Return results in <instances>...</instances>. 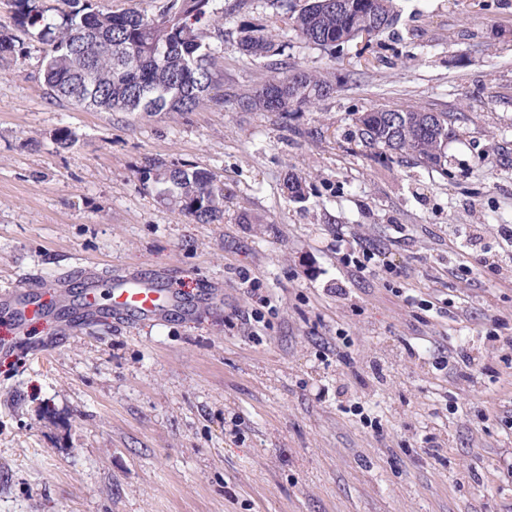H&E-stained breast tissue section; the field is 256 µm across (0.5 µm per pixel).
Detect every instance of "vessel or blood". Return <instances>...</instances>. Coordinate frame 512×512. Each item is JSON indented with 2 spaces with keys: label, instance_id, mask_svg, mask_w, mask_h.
<instances>
[{
  "label": "vessel or blood",
  "instance_id": "obj_1",
  "mask_svg": "<svg viewBox=\"0 0 512 512\" xmlns=\"http://www.w3.org/2000/svg\"><path fill=\"white\" fill-rule=\"evenodd\" d=\"M107 285L112 304L102 310L98 303V288ZM206 295L190 296L173 290L167 282L157 278L102 274L98 264H78L57 277L54 282L36 283L0 291V312L7 314L16 333H23L34 310L58 317L66 327L77 328L86 322L109 314L133 324L146 319H160L172 312L192 314L206 303Z\"/></svg>",
  "mask_w": 512,
  "mask_h": 512
}]
</instances>
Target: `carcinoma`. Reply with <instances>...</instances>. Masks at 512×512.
I'll return each mask as SVG.
<instances>
[{
  "mask_svg": "<svg viewBox=\"0 0 512 512\" xmlns=\"http://www.w3.org/2000/svg\"><path fill=\"white\" fill-rule=\"evenodd\" d=\"M67 9L41 0H0L25 42L0 30V63L8 64L31 51L42 55L44 83L55 98L76 105L119 112H167L179 115L216 100L221 81L216 49L207 31L224 29L223 0H161L154 13L102 10L97 0H65ZM302 0L290 11L291 30L305 44L336 57L355 40L356 27L378 36L398 21L396 0ZM288 33L241 26L237 48L249 61L266 60L261 85L238 100L244 112H286L310 108L332 89L319 72H281ZM361 142L379 153L410 157L431 170L445 171L448 143L456 133L448 113L425 108L380 109L358 118ZM143 175L166 205L200 224L218 221L224 213V186L207 169L154 162ZM289 198H309L305 177L293 174L284 183Z\"/></svg>",
  "mask_w": 512,
  "mask_h": 512,
  "instance_id": "cac0c4a2",
  "label": "carcinoma"
}]
</instances>
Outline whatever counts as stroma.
<instances>
[{"label": "stroma", "instance_id": "stroma-1", "mask_svg": "<svg viewBox=\"0 0 512 512\" xmlns=\"http://www.w3.org/2000/svg\"><path fill=\"white\" fill-rule=\"evenodd\" d=\"M398 4L363 50L289 37V71L333 89L285 114L236 103L265 72L237 29L281 26L268 0H224V101L175 118L49 97L36 52L0 71V289L92 261L212 295L75 333L0 316V512H512V0ZM410 106L454 123L447 173L362 146L358 116ZM152 161L214 173L221 220L160 202ZM365 246L372 276L346 264Z\"/></svg>", "mask_w": 512, "mask_h": 512}]
</instances>
